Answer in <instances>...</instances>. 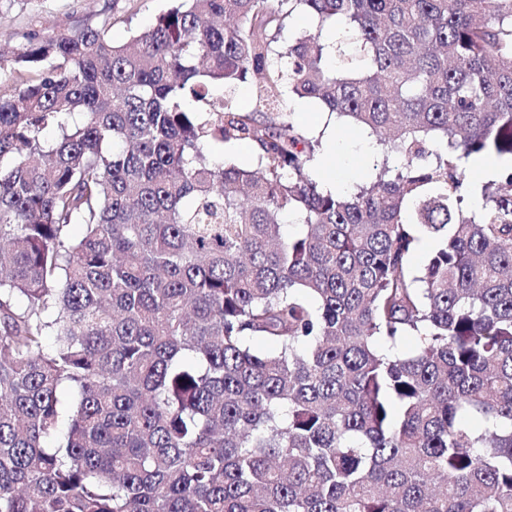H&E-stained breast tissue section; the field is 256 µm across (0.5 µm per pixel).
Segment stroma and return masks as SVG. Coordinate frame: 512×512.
Returning <instances> with one entry per match:
<instances>
[{
  "mask_svg": "<svg viewBox=\"0 0 512 512\" xmlns=\"http://www.w3.org/2000/svg\"><path fill=\"white\" fill-rule=\"evenodd\" d=\"M169 5L170 0H0V45L6 49L0 58V89L20 85L12 56L32 38L44 40L102 27L113 42L123 43L132 32L150 27ZM364 140L361 133H336L333 169L344 187L363 180L382 160L378 148L364 149Z\"/></svg>",
  "mask_w": 512,
  "mask_h": 512,
  "instance_id": "35a3bbf8",
  "label": "stroma"
}]
</instances>
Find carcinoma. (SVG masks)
Here are the masks:
<instances>
[{"instance_id": "1", "label": "carcinoma", "mask_w": 512, "mask_h": 512, "mask_svg": "<svg viewBox=\"0 0 512 512\" xmlns=\"http://www.w3.org/2000/svg\"><path fill=\"white\" fill-rule=\"evenodd\" d=\"M174 2L0 91V512H512V0ZM336 151L331 155L335 158V166L326 168L320 160L314 162V173L316 178L322 179V175L328 171H335L336 176L343 181L342 190L347 191L350 187L363 180L372 172L376 164H380L382 156L378 150L374 137L366 133L348 134L341 128L335 126ZM365 138L372 142V148L368 151L363 148ZM374 139V140H373ZM468 167L472 173L473 181L477 185L479 180L494 175L498 171L500 161L493 155H486L482 158H471Z\"/></svg>"}]
</instances>
